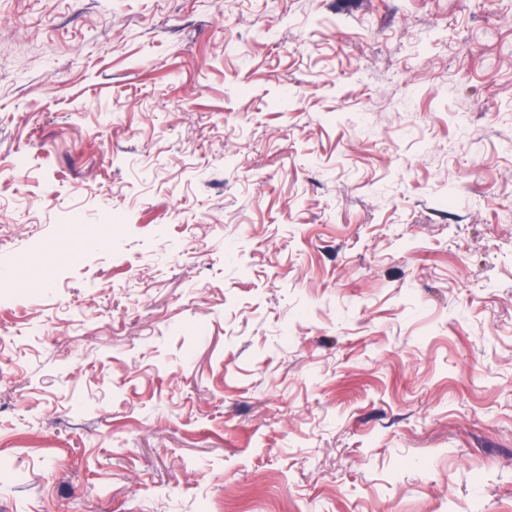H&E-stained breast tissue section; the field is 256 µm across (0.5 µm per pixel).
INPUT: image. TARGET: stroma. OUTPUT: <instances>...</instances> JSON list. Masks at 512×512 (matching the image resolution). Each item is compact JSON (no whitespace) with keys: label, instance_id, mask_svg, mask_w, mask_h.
Returning a JSON list of instances; mask_svg holds the SVG:
<instances>
[{"label":"stroma","instance_id":"obj_1","mask_svg":"<svg viewBox=\"0 0 512 512\" xmlns=\"http://www.w3.org/2000/svg\"><path fill=\"white\" fill-rule=\"evenodd\" d=\"M0 512H512V0H0Z\"/></svg>","mask_w":512,"mask_h":512}]
</instances>
